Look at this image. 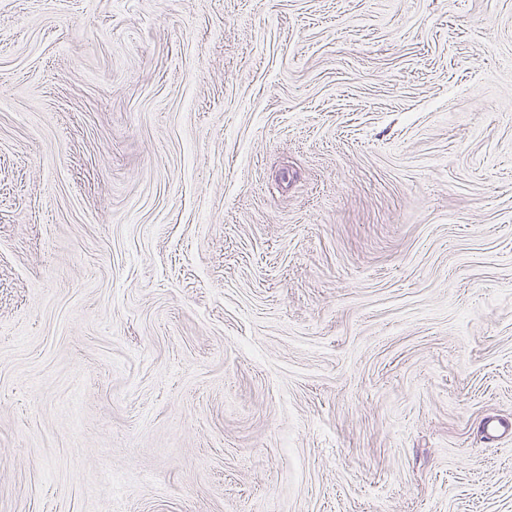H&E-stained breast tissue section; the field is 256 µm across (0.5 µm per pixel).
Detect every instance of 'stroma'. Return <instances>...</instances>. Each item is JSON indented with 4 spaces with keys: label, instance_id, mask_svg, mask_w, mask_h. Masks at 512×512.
<instances>
[{
    "label": "stroma",
    "instance_id": "stroma-1",
    "mask_svg": "<svg viewBox=\"0 0 512 512\" xmlns=\"http://www.w3.org/2000/svg\"><path fill=\"white\" fill-rule=\"evenodd\" d=\"M512 0H0V512H512Z\"/></svg>",
    "mask_w": 512,
    "mask_h": 512
}]
</instances>
